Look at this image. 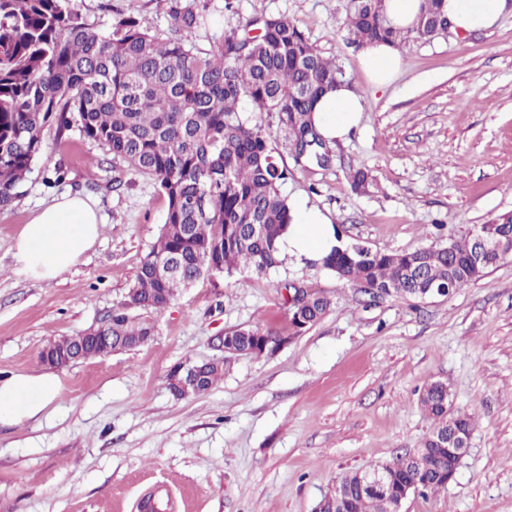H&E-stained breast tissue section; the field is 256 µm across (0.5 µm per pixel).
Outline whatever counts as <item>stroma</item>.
Returning <instances> with one entry per match:
<instances>
[{"label":"stroma","mask_w":512,"mask_h":512,"mask_svg":"<svg viewBox=\"0 0 512 512\" xmlns=\"http://www.w3.org/2000/svg\"><path fill=\"white\" fill-rule=\"evenodd\" d=\"M202 12L209 48L246 18L283 15L336 59L365 100L358 129L329 142L331 161L294 164L275 114L271 132L292 175L289 202L317 208L347 240L375 250L446 243L512 212V12L488 30L409 39L386 89L360 68L345 26L348 0H184ZM87 24L113 15L169 25L166 0H73ZM67 176L56 181V168ZM368 173L366 192L351 187ZM120 176L119 190L103 189ZM68 194L88 197L103 225L95 246L53 280L17 263L24 224ZM166 204L154 181L86 139L45 132L22 195L0 210V377L46 372L43 348L111 318L156 242ZM332 299L329 313L275 354L232 358L209 391L178 400L170 370L222 357L225 333L288 325L285 285ZM137 348L57 370L59 397L35 418L0 424V512H137L148 487L172 490L180 512H317L343 474L420 447L433 427L419 398L448 383L474 426L456 476L410 496L402 512H512V259L447 298L365 304L355 285L284 255L259 275H207L179 290Z\"/></svg>","instance_id":"obj_1"}]
</instances>
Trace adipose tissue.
<instances>
[{
    "instance_id": "ef3b65f1",
    "label": "adipose tissue",
    "mask_w": 512,
    "mask_h": 512,
    "mask_svg": "<svg viewBox=\"0 0 512 512\" xmlns=\"http://www.w3.org/2000/svg\"><path fill=\"white\" fill-rule=\"evenodd\" d=\"M512 7V0H447L448 18L455 33L486 30ZM363 71L377 86L387 85L399 71L401 57L387 43H371L360 50ZM363 100L347 85L323 96L315 106L322 136L345 138L359 123ZM281 249L295 256L320 255L335 243L330 223L315 209L298 206ZM100 234L94 208L78 196H66L35 214L15 243V258L31 278L51 280L67 271L91 249ZM56 375H13L0 379V421L16 424L40 414L59 395Z\"/></svg>"
}]
</instances>
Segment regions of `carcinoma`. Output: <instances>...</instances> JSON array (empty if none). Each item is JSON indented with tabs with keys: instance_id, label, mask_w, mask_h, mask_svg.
I'll list each match as a JSON object with an SVG mask.
<instances>
[{
	"instance_id": "obj_1",
	"label": "carcinoma",
	"mask_w": 512,
	"mask_h": 512,
	"mask_svg": "<svg viewBox=\"0 0 512 512\" xmlns=\"http://www.w3.org/2000/svg\"><path fill=\"white\" fill-rule=\"evenodd\" d=\"M70 0H0V210L21 196L38 158L43 135L76 124L85 138L112 159L155 181L167 208L160 235L142 260L122 310L97 328L49 345L44 362L66 365L69 347L84 357L142 345L154 325L127 309L162 312L181 288L206 274L244 266L264 274L282 263L280 242L292 223L281 185L290 171L273 137L253 114H277L296 164L329 161L326 140L314 121V104L345 81L336 61L324 57L288 18L262 15L224 30L210 48L195 43L202 15L167 0L170 25L157 33L142 17H116L105 30L88 26ZM446 0H423L417 23L393 26L376 0H349L351 40L400 47L413 34L432 40L447 35ZM450 248L412 252L371 250L354 262L330 249L318 262L360 288H389L390 296L420 300L424 287L448 280L451 292L476 281L462 273L472 237L448 236ZM176 259L165 278L159 257ZM330 298L306 288L289 306L288 332L240 327L228 335L234 352L205 365L192 395L208 391L233 357L250 356L312 327L329 311ZM448 384L435 381L421 393L434 428L412 455L394 459L379 485L343 475L335 512H389L407 486L437 492L453 480L458 456L439 446L449 427L469 434L472 418L448 420Z\"/></svg>"
}]
</instances>
